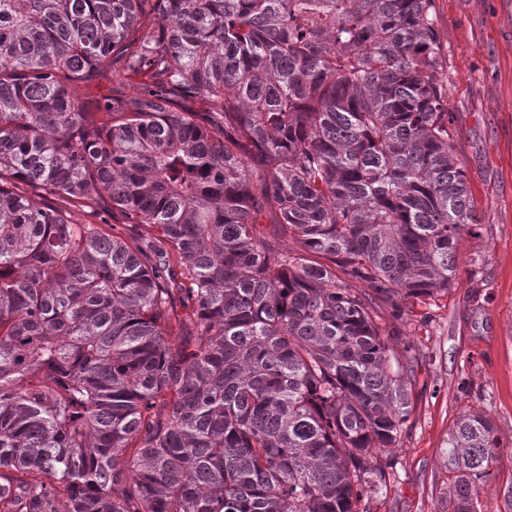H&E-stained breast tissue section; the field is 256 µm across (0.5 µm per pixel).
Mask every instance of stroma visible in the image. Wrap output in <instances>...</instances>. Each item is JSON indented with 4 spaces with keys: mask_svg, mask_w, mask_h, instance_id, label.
<instances>
[{
    "mask_svg": "<svg viewBox=\"0 0 512 512\" xmlns=\"http://www.w3.org/2000/svg\"><path fill=\"white\" fill-rule=\"evenodd\" d=\"M448 63L451 135L462 159L480 231L457 246L448 291L383 314L395 349L416 359L413 413L382 460L386 490L359 512H446L448 429L466 413L497 426L502 454L480 489V512H505L512 479V0H435Z\"/></svg>",
    "mask_w": 512,
    "mask_h": 512,
    "instance_id": "1",
    "label": "stroma"
}]
</instances>
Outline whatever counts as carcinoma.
I'll list each match as a JSON object with an SVG mask.
<instances>
[{"instance_id":"cac0c4a2","label":"carcinoma","mask_w":512,"mask_h":512,"mask_svg":"<svg viewBox=\"0 0 512 512\" xmlns=\"http://www.w3.org/2000/svg\"><path fill=\"white\" fill-rule=\"evenodd\" d=\"M435 19L0 0V512H359L388 487L415 374L379 310L448 289L479 229ZM500 448L453 422L448 512H478Z\"/></svg>"}]
</instances>
